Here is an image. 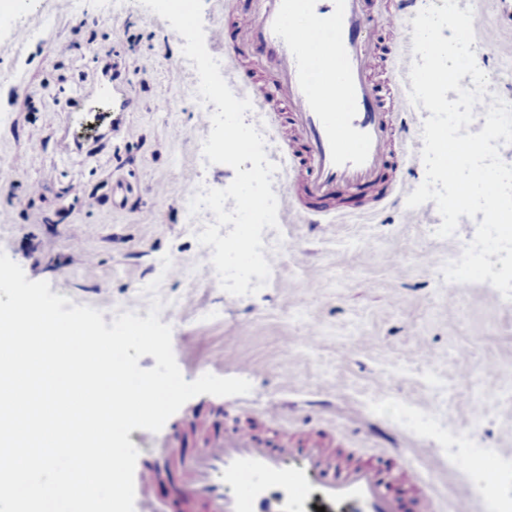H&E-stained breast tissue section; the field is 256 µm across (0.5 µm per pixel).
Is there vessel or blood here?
Instances as JSON below:
<instances>
[{
  "label": "vessel or blood",
  "mask_w": 512,
  "mask_h": 512,
  "mask_svg": "<svg viewBox=\"0 0 512 512\" xmlns=\"http://www.w3.org/2000/svg\"><path fill=\"white\" fill-rule=\"evenodd\" d=\"M256 11L232 15L242 42L258 51L257 63L271 70L280 102L292 116L276 128L286 167L282 213L289 224H339L345 213L341 190L374 183L394 157L393 128L410 131V107L398 85L412 62V29L393 45L397 88L379 95L371 82L376 68L374 11L368 0H256ZM110 103L107 133L119 135L135 109L125 77L103 76L87 93L67 98L63 113L73 124L90 102ZM404 182L393 178L365 212L393 203ZM176 472L189 502L205 512H309V491L342 512H399L382 470L337 462L317 435L304 447H274L250 432L214 435L202 455L167 453L136 473L137 512H162L152 489Z\"/></svg>",
  "instance_id": "b4317fda"
}]
</instances>
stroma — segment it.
<instances>
[{
    "instance_id": "stroma-1",
    "label": "stroma",
    "mask_w": 512,
    "mask_h": 512,
    "mask_svg": "<svg viewBox=\"0 0 512 512\" xmlns=\"http://www.w3.org/2000/svg\"><path fill=\"white\" fill-rule=\"evenodd\" d=\"M430 1L444 2L409 0L397 16L392 0H378L377 79L391 65L401 28ZM457 3L472 8L474 30L497 29L480 62L490 92L512 96V7ZM17 7L15 24L0 31V250L29 280L99 309L108 323L128 310L147 313L141 289L160 281V321L185 341L173 350L185 380L211 373L251 382L249 394L198 395L170 417L166 429L181 432L177 452L199 454L207 434L233 426L288 442L313 429L340 462L386 466L402 500L415 495L400 468L405 462L443 505L464 483L474 512H489L485 476L472 464L478 450L498 467L497 501L512 499V301L490 283L462 287L441 273L472 240L473 219L460 217L455 234L440 239L434 202L420 207L425 223L409 224L401 201L340 224L282 223L279 244L264 253L267 285L255 295H230L197 276L204 253L182 204L200 187L228 186L234 171L198 151L210 128L197 124L198 77L181 42L170 41L168 21L139 0H81L68 15L57 0H18ZM223 18L221 0H204L205 32L224 27L223 46L207 43L208 52L222 63L237 57L238 73H222L228 86L240 99L253 88L276 98V83ZM124 27L127 40H116ZM56 41L68 44L66 54L53 52ZM104 53L127 75L136 110L114 140L72 128L87 151L67 152L64 114L47 106V96L87 89ZM428 116L421 107L410 116V159L401 171L410 192L425 177ZM121 179L130 194L118 189ZM35 183L42 190L29 195ZM292 243L297 252H289ZM166 255L180 275L157 276L155 264ZM204 310L216 318L202 320ZM269 401L284 403L283 422L261 415ZM410 411L428 429L408 430L402 419Z\"/></svg>"
}]
</instances>
